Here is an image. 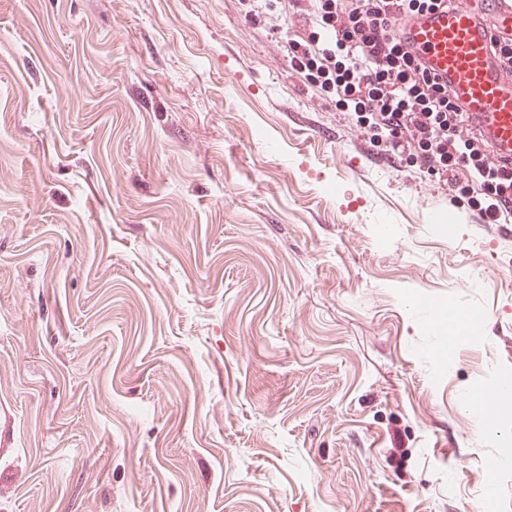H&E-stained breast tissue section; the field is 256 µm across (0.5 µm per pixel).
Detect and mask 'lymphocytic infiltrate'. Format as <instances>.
<instances>
[{"label":"lymphocytic infiltrate","instance_id":"lymphocytic-infiltrate-1","mask_svg":"<svg viewBox=\"0 0 512 512\" xmlns=\"http://www.w3.org/2000/svg\"><path fill=\"white\" fill-rule=\"evenodd\" d=\"M257 24L280 18L289 68L332 95L376 155L467 205L481 224H512V159L411 54L404 25L450 0H243Z\"/></svg>","mask_w":512,"mask_h":512}]
</instances>
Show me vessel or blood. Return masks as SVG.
Returning <instances> with one entry per match:
<instances>
[{
	"instance_id": "b4317fda",
	"label": "vessel or blood",
	"mask_w": 512,
	"mask_h": 512,
	"mask_svg": "<svg viewBox=\"0 0 512 512\" xmlns=\"http://www.w3.org/2000/svg\"><path fill=\"white\" fill-rule=\"evenodd\" d=\"M476 0L428 11L408 27L406 51L420 58L480 126L493 150L512 158V73L491 53L499 30L512 27V0H497L495 25L478 16Z\"/></svg>"
}]
</instances>
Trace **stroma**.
<instances>
[{"mask_svg":"<svg viewBox=\"0 0 512 512\" xmlns=\"http://www.w3.org/2000/svg\"><path fill=\"white\" fill-rule=\"evenodd\" d=\"M242 0H0V512H512V224L378 162Z\"/></svg>","mask_w":512,"mask_h":512,"instance_id":"1","label":"stroma"}]
</instances>
